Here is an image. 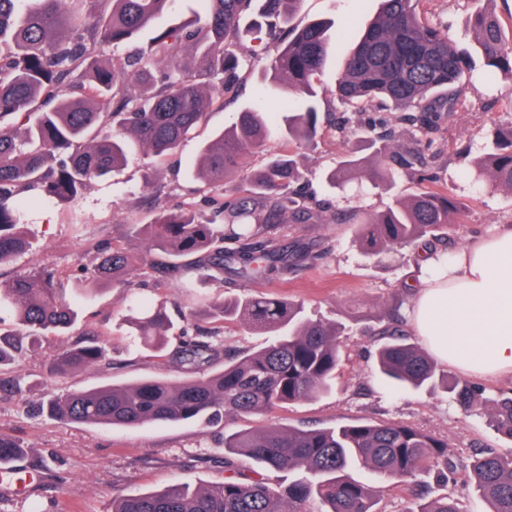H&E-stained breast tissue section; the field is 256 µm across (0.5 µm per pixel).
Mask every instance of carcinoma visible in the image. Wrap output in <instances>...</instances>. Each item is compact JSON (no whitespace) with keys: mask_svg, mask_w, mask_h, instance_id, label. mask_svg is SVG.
I'll return each mask as SVG.
<instances>
[{"mask_svg":"<svg viewBox=\"0 0 512 512\" xmlns=\"http://www.w3.org/2000/svg\"><path fill=\"white\" fill-rule=\"evenodd\" d=\"M173 0H0V264L32 246L21 207L31 193L72 201L94 180L122 168L140 150L163 158L177 150L201 123L208 108L237 79L238 46L245 40L274 39L288 24V39L266 57L265 71L284 92L296 93L271 112L256 103L234 113L233 122L204 144L193 176L207 186L236 195L216 213L224 222L203 221L186 208L161 211L148 224H133L148 250L122 247L101 251L89 270L94 281H117L137 267L169 275L190 270L208 276L225 271L255 282L320 254L304 244H286L276 226L289 219L318 224L329 206L294 186L301 172L292 154L268 158L242 175L245 159L260 149L272 128L289 141H310L318 131L321 75L329 56L344 50L334 95L346 111L336 128L349 123L347 110L361 103L395 111L391 119L365 122L366 156H348L328 174L342 186L371 166L383 184L396 173L427 177L428 135L443 112H455L470 85L466 50L448 32L427 22L415 0H381L380 13L353 44L331 20L294 24L299 0H198L202 12L182 25L163 23ZM256 12L265 24L242 27ZM485 76L512 79V42L491 12L470 19ZM152 36L140 52L112 61L90 59L104 45L133 41L144 29ZM474 174L488 187L512 195V113L493 131L492 148L474 162ZM465 204L441 192L403 194L381 212L349 214L365 255L378 258L396 249L425 246L454 224ZM78 300L61 288L53 269H33L0 285V323L10 316L21 336L0 333V364L24 350L34 352L42 337L61 332L77 318ZM217 321L236 320L269 336L258 351L243 352L214 369L223 351L212 335L179 337L172 357L185 378L137 382L44 396L47 414L65 422L139 427L195 421L208 427L224 418L271 413L328 394L340 362L342 326L304 315L300 301L244 294L217 299L209 307ZM139 345L161 352L173 328L163 306L149 303L127 319ZM383 380L394 390L441 383L466 413L487 412L496 430L512 441V393L493 396L465 380L448 382L429 352L401 323L373 335ZM105 358L104 345L82 340L48 362L54 378L89 368ZM21 445L0 432V463ZM258 469L247 475L237 457ZM360 467L364 482L350 471ZM288 471V485L272 484L265 472ZM462 474L489 505L512 512V455L493 448L476 452L469 466L448 457V441L399 421L356 420L336 428L285 429L275 424L224 436V479L206 485L177 480L143 494L117 496L110 512H376L384 481L416 486L422 503L409 512H464L451 494L427 498L431 477L448 482Z\"/></svg>","mask_w":512,"mask_h":512,"instance_id":"obj_1","label":"carcinoma"}]
</instances>
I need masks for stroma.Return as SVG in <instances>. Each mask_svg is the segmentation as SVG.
<instances>
[{"label": "stroma", "instance_id": "1", "mask_svg": "<svg viewBox=\"0 0 512 512\" xmlns=\"http://www.w3.org/2000/svg\"><path fill=\"white\" fill-rule=\"evenodd\" d=\"M479 6V0H420L418 10L430 23L446 27L459 46L471 50L475 42L467 19ZM377 12L378 0H301L296 18L303 22L332 18L340 25H358ZM252 47L247 41L238 50L244 65L238 72L235 104L211 107L177 151L160 160L135 153L122 171L93 181L74 201L30 204L23 221L31 230L32 246L0 266V282L6 284L35 267L50 266L62 272L64 286L73 294L86 285L80 266H93L105 247L145 250V239L130 235L129 227L150 222L156 208L189 207L209 217L214 200L225 197L226 191L197 183L190 169L201 145L228 125L239 106L258 100L262 65L251 60ZM472 80L480 84V94L467 96L457 112L442 116L432 135L433 181L403 174L393 188L381 189L363 176L345 189L332 188L328 173L346 154L361 147L362 131L357 125L343 132L322 126L308 143L291 144L272 133L263 152L247 158L246 167L259 168L271 155L294 154L302 185L317 198L331 200L339 212H375L390 204L397 193L424 189L448 193L466 205L448 236V251H457L476 238L491 235L501 224L512 223V195L489 191L471 175L474 157L487 149L500 110L512 100V81L502 77L484 83L479 66ZM276 235L316 243L321 259L251 283L223 273L195 281L186 273L160 277L147 268L135 269L124 276L122 285L107 284L81 298L78 319L71 328L45 336L39 351L17 357L0 369L1 379H19L24 387L19 397L0 393V431L20 443L26 466L39 469L44 476L23 497L0 486V512H30L34 507L39 512H108L113 496L119 494L151 492L178 479L219 481L224 477L225 434L268 423L286 429H316L357 419L395 420L447 439L448 454L457 461H468L478 448L512 453V441L498 433L488 416L462 412L449 394L439 390L393 393L379 380L372 332L386 323L393 305H400L402 315H409L413 304L409 284L420 273L417 254L404 249L381 260L367 257L353 225L330 220L288 222L279 226ZM246 293L300 300L308 317L342 324L341 360L335 385L327 395L268 414L229 417L223 425L208 430L196 422L135 428L73 424L43 413L40 403L50 384L63 393L141 379L181 378L182 371L171 356L160 358L133 345L124 319L136 298L166 305L177 322L184 315L198 313V325L213 328L227 351L260 349L267 341L264 334L236 321H213L205 314L214 298ZM89 328L104 333L105 362L51 383L46 372L48 356L71 346Z\"/></svg>", "mask_w": 512, "mask_h": 512}]
</instances>
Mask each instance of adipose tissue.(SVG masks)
<instances>
[{"label": "adipose tissue", "mask_w": 512, "mask_h": 512, "mask_svg": "<svg viewBox=\"0 0 512 512\" xmlns=\"http://www.w3.org/2000/svg\"><path fill=\"white\" fill-rule=\"evenodd\" d=\"M410 326L440 362L469 376H512V227L420 262Z\"/></svg>", "instance_id": "adipose-tissue-1"}]
</instances>
